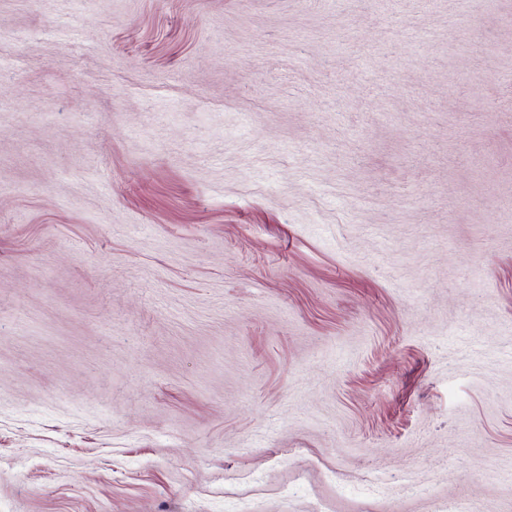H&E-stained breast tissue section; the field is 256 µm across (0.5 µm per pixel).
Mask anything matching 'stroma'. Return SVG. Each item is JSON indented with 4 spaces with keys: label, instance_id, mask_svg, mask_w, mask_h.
<instances>
[{
    "label": "stroma",
    "instance_id": "1",
    "mask_svg": "<svg viewBox=\"0 0 512 512\" xmlns=\"http://www.w3.org/2000/svg\"><path fill=\"white\" fill-rule=\"evenodd\" d=\"M0 0V512H512V0Z\"/></svg>",
    "mask_w": 512,
    "mask_h": 512
}]
</instances>
